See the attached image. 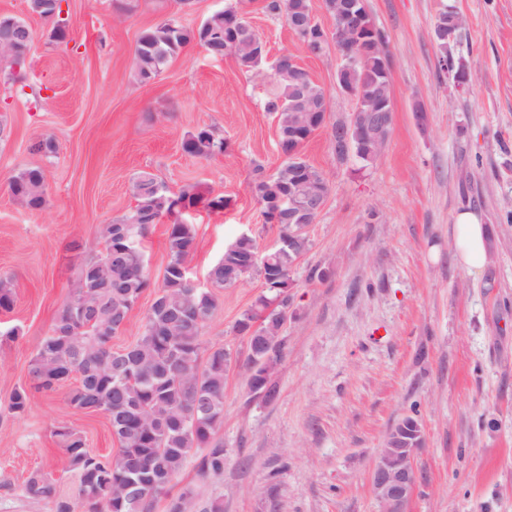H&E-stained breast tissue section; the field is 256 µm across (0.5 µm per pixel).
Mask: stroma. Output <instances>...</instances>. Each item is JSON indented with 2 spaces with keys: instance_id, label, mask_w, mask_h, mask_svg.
<instances>
[{
  "instance_id": "stroma-1",
  "label": "stroma",
  "mask_w": 512,
  "mask_h": 512,
  "mask_svg": "<svg viewBox=\"0 0 512 512\" xmlns=\"http://www.w3.org/2000/svg\"><path fill=\"white\" fill-rule=\"evenodd\" d=\"M232 1L268 60L293 54L324 90L327 123L302 153L331 190L294 269L277 398L251 393L244 363L232 365L215 434L224 473L204 480L188 462L175 492L221 500L224 512H379L372 465L388 433L414 414L425 441L407 512H512V0H365L391 55L393 109L385 147L365 169L352 156L337 160L333 147L336 121L354 109L336 84L338 57L308 56L264 0H67L62 42L27 0H0V17L33 32L24 69L0 65V122L9 129L0 139V275L15 292L0 327L19 330L0 346V512H56L53 501L24 495L34 472L78 502L58 426L81 430L98 454L116 446L104 415L69 406L68 387L36 394L21 416L8 404L28 385L30 362L102 225L134 207L137 173L153 172L174 191L224 194L223 212L193 217L189 267L198 283L241 234L263 250L279 236L251 190L255 166L272 172L281 162L278 119L265 108L270 81L194 43L153 82L130 75L144 29L173 16L196 26ZM447 6L463 19L447 51L470 74L464 91L439 66L434 22ZM203 127L224 137V154L183 153V138ZM46 137L54 153H31ZM31 164L46 173L38 210L8 189ZM465 211L492 240L480 276L452 256L451 226ZM327 269L331 278L319 281ZM261 291L255 275L224 289L205 343L245 352L235 322Z\"/></svg>"
}]
</instances>
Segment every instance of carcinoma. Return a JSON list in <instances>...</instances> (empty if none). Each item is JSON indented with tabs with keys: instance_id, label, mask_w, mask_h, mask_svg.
I'll list each match as a JSON object with an SVG mask.
<instances>
[{
	"instance_id": "1",
	"label": "carcinoma",
	"mask_w": 512,
	"mask_h": 512,
	"mask_svg": "<svg viewBox=\"0 0 512 512\" xmlns=\"http://www.w3.org/2000/svg\"><path fill=\"white\" fill-rule=\"evenodd\" d=\"M29 8L54 23L57 41L66 40L59 15L38 8V0H30ZM264 8L286 18L291 14L311 15L309 0H265ZM237 14L238 9L231 5L216 11L196 33L176 18L144 30L133 52V79L142 85L150 82L190 43L200 45L216 59L234 54L247 75L264 74V42L253 30L251 42H243L242 31L232 22ZM10 22L15 26L11 32L0 27V58L21 69L25 60L14 54L11 40H20L29 27L13 18ZM349 47L356 61L344 71L343 82L351 90L365 92L389 84L390 58L381 31L373 33L364 27L350 38ZM269 78L277 86V93L265 107L278 116L285 159L271 174L260 165L254 169L252 191L262 212L270 202L295 189L318 184L324 191L330 190L323 172L301 154L286 159L288 136L300 130L303 122L295 105L301 88L317 98L325 96L323 89L297 65L274 64ZM386 141L384 136L376 145L361 138L343 155L351 152L368 167L381 154ZM221 143L223 140L216 138L213 130L200 128L183 139L182 150L207 159L215 155ZM8 187L22 205L37 210L45 200V171L40 166H28L9 178ZM132 193L134 209L117 218L128 232L122 262L112 261V225H102L103 251L81 262L77 280L69 287L49 333L31 360L29 385L14 390L8 405L11 413L21 415L29 409L34 394L54 391L73 380L69 405L87 413L99 412L109 420L113 439L119 443L113 456L91 451L83 435L69 425L54 431L70 468L78 474L79 505L58 497L55 484L38 472L29 476L23 491L32 500L55 501L56 512H75L78 507L82 512H141L136 499L123 495L129 481L154 500L168 498L167 512H192L191 493L171 497L170 486L200 448L208 452L197 460L199 475L224 473V448L214 441V435L224 419V373L237 361L224 344L205 345L203 332L217 309L220 290L234 288L253 274L262 279L266 289L236 321L239 326L263 320L260 334L247 348L248 387L267 401L278 396L272 375L281 358L284 326L293 313L290 289L297 287L294 268L309 249L307 231L298 224L284 225L282 232L288 245L269 263H249L259 254L257 241L250 234L238 236L208 270L211 287L193 290L187 286L183 272L189 269L188 258L195 248L196 224L185 215L168 225L167 263L161 284L153 289L143 246L146 228L141 218L151 215L162 219L178 202L194 208L211 191L196 185L175 194L157 175L141 171L133 180ZM150 288L154 298L141 318L138 338L126 348L112 349V338L130 322L136 302ZM13 304L10 280L1 277L0 310L9 311ZM396 428L412 442L419 439V423L414 415L405 417Z\"/></svg>"
}]
</instances>
